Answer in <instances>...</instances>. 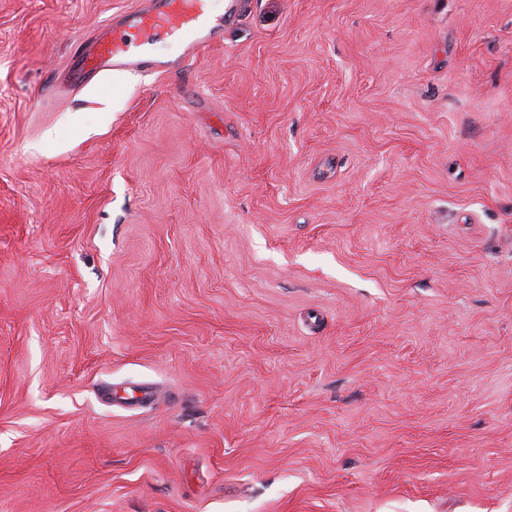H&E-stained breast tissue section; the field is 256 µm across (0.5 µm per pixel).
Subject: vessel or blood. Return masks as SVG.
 <instances>
[{"instance_id":"b4317fda","label":"vessel or blood","mask_w":512,"mask_h":512,"mask_svg":"<svg viewBox=\"0 0 512 512\" xmlns=\"http://www.w3.org/2000/svg\"><path fill=\"white\" fill-rule=\"evenodd\" d=\"M182 36L184 52L195 55L217 42L221 34L209 24L207 0H146L144 9L112 18L94 45L77 43L71 63L61 74L56 93L119 69L154 68L144 54L159 37Z\"/></svg>"}]
</instances>
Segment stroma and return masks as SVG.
Returning <instances> with one entry per match:
<instances>
[{"instance_id":"1","label":"stroma","mask_w":512,"mask_h":512,"mask_svg":"<svg viewBox=\"0 0 512 512\" xmlns=\"http://www.w3.org/2000/svg\"><path fill=\"white\" fill-rule=\"evenodd\" d=\"M0 0V512H512V0ZM175 34L184 39L183 55H195L221 38L209 24L206 0H147L146 7L112 18L92 46L77 43L71 63L58 78L57 94L69 86L85 85L93 77L113 70H145L158 67L144 48L160 36Z\"/></svg>"}]
</instances>
